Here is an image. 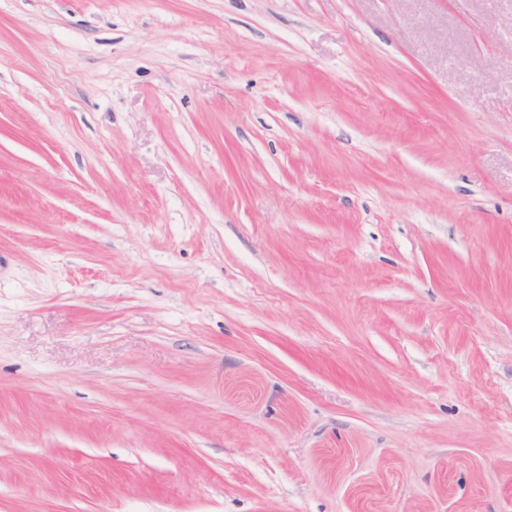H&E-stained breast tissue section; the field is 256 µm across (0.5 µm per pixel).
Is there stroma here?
Masks as SVG:
<instances>
[{"instance_id": "35a3bbf8", "label": "stroma", "mask_w": 512, "mask_h": 512, "mask_svg": "<svg viewBox=\"0 0 512 512\" xmlns=\"http://www.w3.org/2000/svg\"><path fill=\"white\" fill-rule=\"evenodd\" d=\"M0 512H512V0H0Z\"/></svg>"}]
</instances>
